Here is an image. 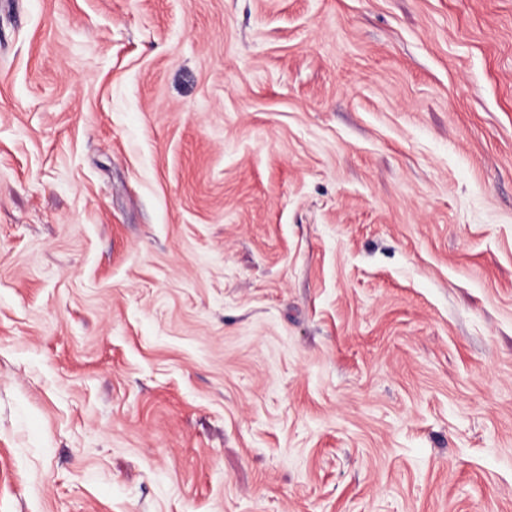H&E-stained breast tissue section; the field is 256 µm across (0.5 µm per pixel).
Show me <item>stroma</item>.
I'll use <instances>...</instances> for the list:
<instances>
[{
  "label": "stroma",
  "instance_id": "obj_1",
  "mask_svg": "<svg viewBox=\"0 0 512 512\" xmlns=\"http://www.w3.org/2000/svg\"><path fill=\"white\" fill-rule=\"evenodd\" d=\"M0 512H512V0H0Z\"/></svg>",
  "mask_w": 512,
  "mask_h": 512
}]
</instances>
